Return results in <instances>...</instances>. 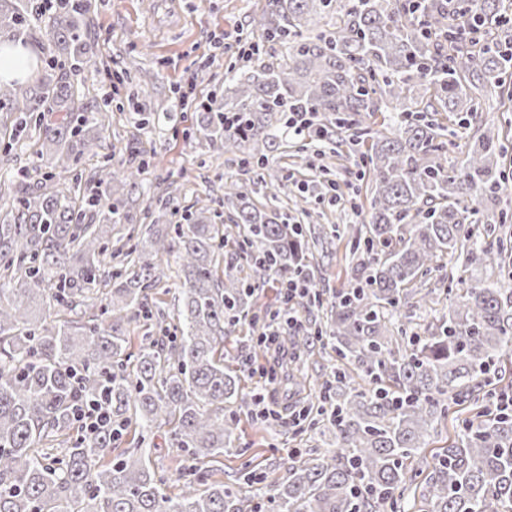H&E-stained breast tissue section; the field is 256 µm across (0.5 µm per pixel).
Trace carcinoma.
<instances>
[{
    "instance_id": "obj_1",
    "label": "carcinoma",
    "mask_w": 512,
    "mask_h": 512,
    "mask_svg": "<svg viewBox=\"0 0 512 512\" xmlns=\"http://www.w3.org/2000/svg\"><path fill=\"white\" fill-rule=\"evenodd\" d=\"M333 6L334 30L309 27ZM89 9L90 0L48 11L0 0L1 53L31 42L43 50L34 34L42 25L57 49L41 70L29 55L23 77L0 82V131L32 125L40 142L36 182L0 191V512H512V416L483 406L486 377L512 351V285L469 278L450 287L445 278L448 312L421 334L409 327L433 309L416 285L442 260L512 259V233L496 223L508 144L480 112L482 99L512 100V0H268L254 19L282 55L228 69L232 96L200 113L212 145L255 157L288 112L338 129L394 115L389 134L369 133L371 214L351 236L354 277L318 302L325 319L293 339L306 351L325 338L336 354L306 406L310 438L329 434L334 448L294 449L280 463L284 476L246 467L228 485L212 468L235 441L237 419L226 410L255 394L224 365V336L254 317L265 277L301 276L316 287L309 240L276 208L258 207L243 179L224 183L228 224L214 223L198 200L184 224H140L112 238L114 225L132 221L124 196L143 166L101 167L90 195L74 175L98 142L96 118L76 105L71 83L89 53L81 33ZM440 112L447 123L433 119ZM455 138L467 140V156L450 167ZM228 237L262 273L258 284L218 275ZM171 253L183 281L170 327L149 297ZM133 325L144 329L136 352ZM89 401L112 417L91 436L75 418ZM466 402L469 414L451 410ZM447 423L452 442L422 455ZM131 428L139 440L120 447ZM159 432L188 471L165 477L152 467L142 445Z\"/></svg>"
}]
</instances>
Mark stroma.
<instances>
[{
    "label": "stroma",
    "instance_id": "35a3bbf8",
    "mask_svg": "<svg viewBox=\"0 0 512 512\" xmlns=\"http://www.w3.org/2000/svg\"><path fill=\"white\" fill-rule=\"evenodd\" d=\"M268 0H92V12L83 27L92 51L75 80L84 100L106 106L109 125L99 128L96 155L77 166L82 179H90L100 166L119 168L140 160L150 167L140 190L128 206L135 223L145 221V208L157 197H169L170 223L202 200L220 218H228L224 204L225 182L240 178L238 163L214 149L197 127L194 112L178 108L175 91L197 83L204 100L224 102V75L229 67H243L240 37L259 47L258 58L280 57L279 44L264 39L252 19ZM127 81V88L112 92V75ZM148 86L149 96L130 99V92ZM37 131L18 132L0 141V179L16 178L36 163ZM365 145L353 144L352 133L328 125L325 137L306 142L273 131L264 149V172L280 177L277 196H270L261 179L248 182L257 204L275 203L289 223L316 225L325 232L323 246L313 247L310 262L315 283L326 296L347 287L353 256L349 237L354 227L367 223L371 198L369 170L363 161ZM330 178L346 190L336 204L317 202L310 214L296 211L301 189L315 190ZM254 331L247 322L236 324L224 341V359L237 367L245 391L260 388L261 369L270 367L268 353L253 350ZM238 439L218 465L225 482H234L243 464L273 470L280 457L293 448L308 447L306 436L294 434L286 420H262L247 408L236 411Z\"/></svg>",
    "mask_w": 512,
    "mask_h": 512
}]
</instances>
